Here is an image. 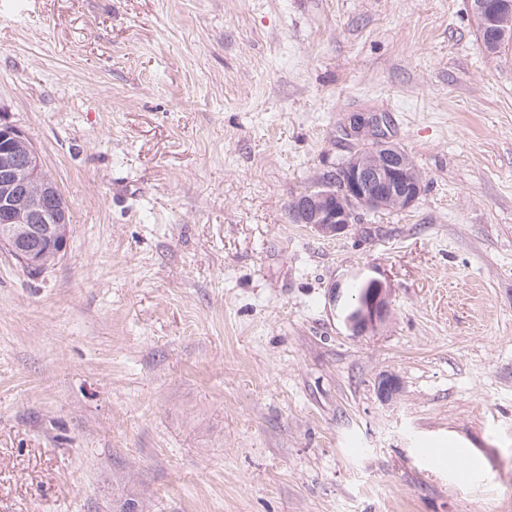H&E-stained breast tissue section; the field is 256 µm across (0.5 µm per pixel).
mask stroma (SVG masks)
<instances>
[{
  "label": "stroma",
  "instance_id": "35a3bbf8",
  "mask_svg": "<svg viewBox=\"0 0 512 512\" xmlns=\"http://www.w3.org/2000/svg\"><path fill=\"white\" fill-rule=\"evenodd\" d=\"M355 113L424 187L323 238L288 206ZM0 122L69 206L40 275L0 248V512H512V49L468 0H0ZM357 285L353 304L345 316V323L353 333H363L382 324L390 312L391 289L377 278H366Z\"/></svg>",
  "mask_w": 512,
  "mask_h": 512
}]
</instances>
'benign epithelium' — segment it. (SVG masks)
<instances>
[{
	"label": "benign epithelium",
	"mask_w": 512,
	"mask_h": 512,
	"mask_svg": "<svg viewBox=\"0 0 512 512\" xmlns=\"http://www.w3.org/2000/svg\"><path fill=\"white\" fill-rule=\"evenodd\" d=\"M472 13L481 28L507 35L512 0H474ZM347 132L371 136L376 145L367 154L351 155L337 168V179L295 198L288 217L323 237L345 232L361 211L407 209L418 199L423 180L409 155L382 132V119L355 114ZM67 223V204L57 183L44 175L40 153L17 128L0 124V246L30 266L40 255L23 246L8 225L22 224L29 239L57 238L53 227ZM362 289L345 316L354 333L382 324L390 312V288L377 278L361 281Z\"/></svg>",
	"instance_id": "1"
}]
</instances>
